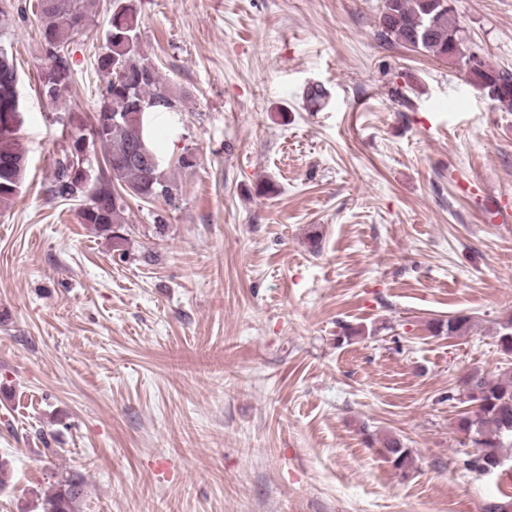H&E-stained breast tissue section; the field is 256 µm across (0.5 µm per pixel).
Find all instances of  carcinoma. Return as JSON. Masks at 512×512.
Instances as JSON below:
<instances>
[{"label":"carcinoma","instance_id":"carcinoma-1","mask_svg":"<svg viewBox=\"0 0 512 512\" xmlns=\"http://www.w3.org/2000/svg\"><path fill=\"white\" fill-rule=\"evenodd\" d=\"M100 0H37L39 42L45 67L39 77V94L53 102L61 100L71 79V60L76 37L87 30L99 10ZM112 13L102 44L97 70L103 81L100 102L93 116L73 112L68 117L61 153L53 160V175L46 193L53 199L79 200L80 223L105 237L114 251L126 255V197L175 200L176 186L170 164L157 157L154 165L130 159L140 140L152 152L150 122L140 120L138 102L153 103L149 117L177 111V97L161 81L154 63L144 53L140 40V0H111ZM16 23L14 3L0 0V33ZM378 37L412 47L451 65L466 56L455 55L463 44L462 29L448 0H382ZM468 79L485 88L498 106L512 111V72L483 61L466 71ZM18 71L6 45L0 44V211L8 209L25 184L27 151L18 136L23 123L18 90ZM121 125L112 127V117ZM470 317L457 315L429 324L434 335L459 336ZM498 346L512 356V317L498 323ZM465 403L472 409L458 414L455 430L459 444L476 449L466 467L493 474L504 465L503 449H512V368L489 378L470 372L462 382ZM380 453L402 474L412 468L414 451L400 439L387 436ZM54 481L39 497V512H78L85 495V482L77 472L53 474Z\"/></svg>","mask_w":512,"mask_h":512}]
</instances>
